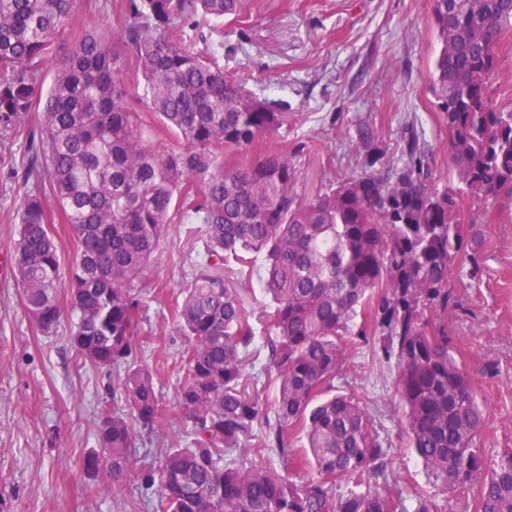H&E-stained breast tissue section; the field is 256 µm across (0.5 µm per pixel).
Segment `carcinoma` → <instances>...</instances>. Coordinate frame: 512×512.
<instances>
[{
	"label": "carcinoma",
	"mask_w": 512,
	"mask_h": 512,
	"mask_svg": "<svg viewBox=\"0 0 512 512\" xmlns=\"http://www.w3.org/2000/svg\"><path fill=\"white\" fill-rule=\"evenodd\" d=\"M76 6L0 0V120L41 113L17 177L22 303L44 334L74 313L82 366L123 371L119 397L97 413L84 473L121 485L140 434L167 421L135 342L146 271L178 216L206 226V250L171 307L188 342L176 398L189 442L170 440L139 474L162 512H398L368 407L336 393L349 346L369 331L397 363L409 447L428 483L476 489L475 512H512V449L485 462L488 410L436 323L455 303L454 265L483 243L464 225V204L512 199V109L490 95L512 41V0H433L430 93L448 132L444 186L432 183L415 136L401 162L371 171L379 157L365 130L361 175L305 202L295 153L258 149L288 121L281 100L224 72V36L200 51L185 36L202 20L238 17L242 0H122L117 23L103 15L66 46ZM48 197L75 242L65 302ZM230 258L237 283L270 300L260 332L238 289L214 272ZM359 312L369 327L355 330ZM263 352L253 379L276 386L271 417L243 388L245 362ZM298 431L314 469L300 484L275 467H288ZM342 482L355 487L341 493Z\"/></svg>",
	"instance_id": "obj_1"
}]
</instances>
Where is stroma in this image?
<instances>
[{"label":"stroma","instance_id":"obj_1","mask_svg":"<svg viewBox=\"0 0 512 512\" xmlns=\"http://www.w3.org/2000/svg\"><path fill=\"white\" fill-rule=\"evenodd\" d=\"M223 31L225 71L255 93L279 89L288 103L287 126L266 135L261 148L295 151L301 198L360 174L362 127L372 130L382 164L416 135L434 176L447 173V131L429 91L438 51L432 0H243ZM39 119L26 112L14 125L0 124V256L13 254L23 132ZM464 220L478 225L484 246L475 264L454 268L456 303L444 320L490 415L480 441L490 460L512 448V200L468 206ZM205 239L203 225H178L148 273L153 288L142 298L136 350L139 364L158 371L168 421L162 433L138 441L136 470L155 461L163 436L185 429L176 399L184 338L169 305L190 281ZM74 322L68 315L54 333H41L14 269L0 275V512H158L157 502H141L135 477L115 487L83 472V458L96 446L95 416L111 404L118 375L82 367L69 341ZM397 378L396 362L383 358L377 339H359L336 390L369 407L391 491L406 512H414L419 491L435 512H473L471 490L447 494L426 483L408 446Z\"/></svg>","mask_w":512,"mask_h":512}]
</instances>
